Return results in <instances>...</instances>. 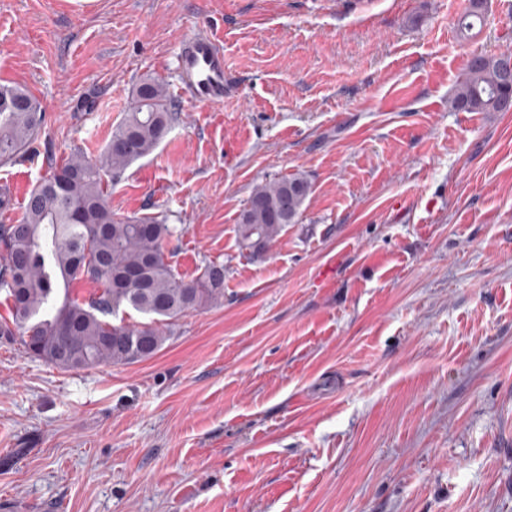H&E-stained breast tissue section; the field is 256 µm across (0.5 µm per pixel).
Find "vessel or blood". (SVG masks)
I'll list each match as a JSON object with an SVG mask.
<instances>
[{"mask_svg":"<svg viewBox=\"0 0 512 512\" xmlns=\"http://www.w3.org/2000/svg\"><path fill=\"white\" fill-rule=\"evenodd\" d=\"M179 90L200 107L224 103V53L210 35L192 34L182 42L178 53Z\"/></svg>","mask_w":512,"mask_h":512,"instance_id":"vessel-or-blood-1","label":"vessel or blood"}]
</instances>
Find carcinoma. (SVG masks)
I'll list each match as a JSON object with an SVG mask.
<instances>
[{
    "instance_id": "obj_1",
    "label": "carcinoma",
    "mask_w": 512,
    "mask_h": 512,
    "mask_svg": "<svg viewBox=\"0 0 512 512\" xmlns=\"http://www.w3.org/2000/svg\"><path fill=\"white\" fill-rule=\"evenodd\" d=\"M483 11L484 0H469L462 35ZM32 100L21 88L0 86V164L17 160L37 136L43 112L28 106ZM448 103L454 112H512V51L470 57ZM176 120L166 86L148 78L100 161L73 154L50 162L22 219L0 225V291L10 311L0 336L18 337L29 354L62 370L132 364L159 352L168 327L187 313L224 301L223 264L206 260L194 279L183 280L167 248L182 229L155 217H119L106 199L105 177L117 180L151 154ZM309 193L302 176L256 187L236 225L239 247L266 253L299 222ZM84 279L100 288L80 300L74 285ZM127 308L149 321L106 320Z\"/></svg>"
}]
</instances>
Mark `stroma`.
<instances>
[{
	"instance_id": "35a3bbf8",
	"label": "stroma",
	"mask_w": 512,
	"mask_h": 512,
	"mask_svg": "<svg viewBox=\"0 0 512 512\" xmlns=\"http://www.w3.org/2000/svg\"><path fill=\"white\" fill-rule=\"evenodd\" d=\"M0 0V84L44 124L0 166V224L47 155L95 159L193 33L220 106L179 119L107 199L184 225L183 279L224 301L154 357L64 371L0 337V505L25 512H512V112H454L468 58L512 49V0ZM306 177L259 257L253 189Z\"/></svg>"
}]
</instances>
